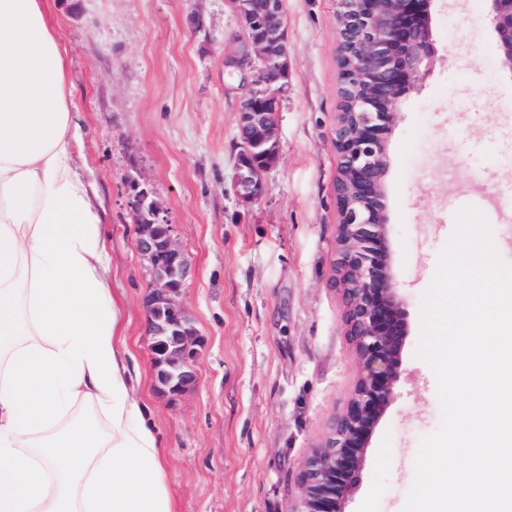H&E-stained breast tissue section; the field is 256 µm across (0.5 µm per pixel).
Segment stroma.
Listing matches in <instances>:
<instances>
[{
    "mask_svg": "<svg viewBox=\"0 0 512 512\" xmlns=\"http://www.w3.org/2000/svg\"><path fill=\"white\" fill-rule=\"evenodd\" d=\"M338 0H283L288 89L262 196L236 195L243 73L228 0H51L84 140L75 166L99 191L118 334L163 442L175 512H291L303 461L351 399L358 363L333 282L339 215ZM486 0L432 5L433 64L405 98L386 176L392 270L404 300L401 375L346 512H402L421 438L441 419L416 358L422 298L466 206L512 263V76ZM152 191L186 252L179 303L202 340L177 398L156 378L143 297L151 283L127 206Z\"/></svg>",
    "mask_w": 512,
    "mask_h": 512,
    "instance_id": "obj_1",
    "label": "stroma"
}]
</instances>
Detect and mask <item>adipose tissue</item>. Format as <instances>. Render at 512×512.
<instances>
[{
    "label": "adipose tissue",
    "mask_w": 512,
    "mask_h": 512,
    "mask_svg": "<svg viewBox=\"0 0 512 512\" xmlns=\"http://www.w3.org/2000/svg\"><path fill=\"white\" fill-rule=\"evenodd\" d=\"M67 68L48 0H0V512H173Z\"/></svg>",
    "instance_id": "ef3b65f1"
}]
</instances>
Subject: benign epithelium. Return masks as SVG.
I'll list each match as a JSON object with an SVG mask.
<instances>
[{
	"mask_svg": "<svg viewBox=\"0 0 512 512\" xmlns=\"http://www.w3.org/2000/svg\"><path fill=\"white\" fill-rule=\"evenodd\" d=\"M241 26V48L224 60L249 78L238 115V197L252 202L262 174L279 154L276 134L281 94L288 87V43L282 0H228ZM336 61L345 111L337 113L333 144L339 158L334 183L339 214L334 283L341 292L346 334L358 375L346 410L325 442L305 459L300 495L291 512H345L374 427L393 399L401 374L403 299L391 268L385 178L389 136L403 98L428 71L435 54L432 0H339ZM490 26L512 73V0H488ZM128 208L137 228L136 250L152 286L143 299L145 332L157 382L173 396L196 380L198 331L177 301L189 275L185 251L171 235L160 206L133 181Z\"/></svg>",
	"mask_w": 512,
	"mask_h": 512,
	"instance_id": "1",
	"label": "benign epithelium"
}]
</instances>
